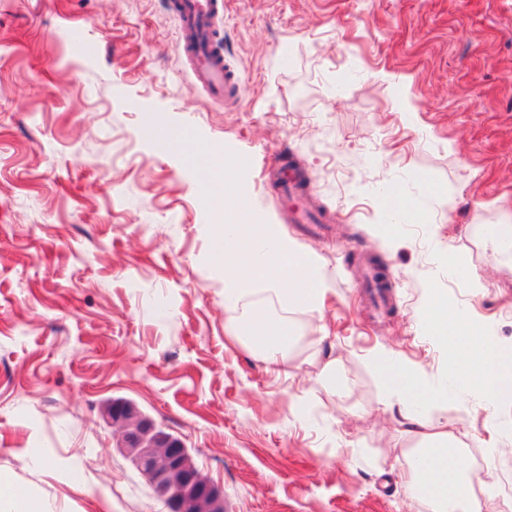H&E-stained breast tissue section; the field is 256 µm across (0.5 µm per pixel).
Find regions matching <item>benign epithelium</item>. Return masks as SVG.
I'll return each mask as SVG.
<instances>
[{"instance_id":"1","label":"benign epithelium","mask_w":512,"mask_h":512,"mask_svg":"<svg viewBox=\"0 0 512 512\" xmlns=\"http://www.w3.org/2000/svg\"><path fill=\"white\" fill-rule=\"evenodd\" d=\"M102 416L119 431L116 447L146 478L167 512H224L223 489L198 469L181 438L126 400L110 401Z\"/></svg>"}]
</instances>
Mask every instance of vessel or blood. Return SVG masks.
<instances>
[{"label": "vessel or blood", "instance_id": "1", "mask_svg": "<svg viewBox=\"0 0 512 512\" xmlns=\"http://www.w3.org/2000/svg\"><path fill=\"white\" fill-rule=\"evenodd\" d=\"M168 7L178 21L183 37L181 51L190 65L193 87L204 90L211 99L236 102L242 80L224 61V41L218 27L224 0H169ZM303 192L299 170L284 169L278 196L286 200Z\"/></svg>", "mask_w": 512, "mask_h": 512}]
</instances>
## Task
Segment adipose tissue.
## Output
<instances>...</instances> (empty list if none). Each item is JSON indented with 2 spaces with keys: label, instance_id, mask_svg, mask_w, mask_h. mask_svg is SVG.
I'll use <instances>...</instances> for the list:
<instances>
[{
  "label": "adipose tissue",
  "instance_id": "ef3b65f1",
  "mask_svg": "<svg viewBox=\"0 0 512 512\" xmlns=\"http://www.w3.org/2000/svg\"><path fill=\"white\" fill-rule=\"evenodd\" d=\"M216 234L224 240L218 254L226 272L224 305L239 320L235 339L249 344L268 364L280 365L288 356L292 332L286 323L270 320L254 306L250 297L255 283L286 295L289 305L304 308L314 317L319 316L330 285L275 225L244 224L235 216ZM424 321L452 343L459 381L491 400L512 402V345L489 339L483 328L438 298L429 300ZM378 370L386 407L397 409L418 441L407 456L409 467L402 474L405 486L426 500L433 512H486L487 500L475 493L483 479L463 461L460 430L438 415L442 394L425 386L420 368L382 361Z\"/></svg>",
  "mask_w": 512,
  "mask_h": 512
}]
</instances>
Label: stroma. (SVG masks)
Masks as SVG:
<instances>
[{
    "label": "stroma",
    "instance_id": "obj_1",
    "mask_svg": "<svg viewBox=\"0 0 512 512\" xmlns=\"http://www.w3.org/2000/svg\"><path fill=\"white\" fill-rule=\"evenodd\" d=\"M76 26L93 54L74 53ZM220 27L236 106L192 88L166 0H0V471L80 512L63 474L32 466L45 448L112 512H167L100 418L123 398L185 441L225 512H431L400 478L416 441L383 405L384 357L445 386L466 463L488 459L500 489L512 406L450 375L422 312L439 294L512 343V262L487 246L512 221V0H224ZM277 151L304 198L279 201ZM227 158L242 211L331 285L317 320L257 285L299 331L275 373L225 337L208 180ZM302 208L323 209L325 236L292 223ZM369 264L390 282L380 312L359 289Z\"/></svg>",
    "mask_w": 512,
    "mask_h": 512
}]
</instances>
